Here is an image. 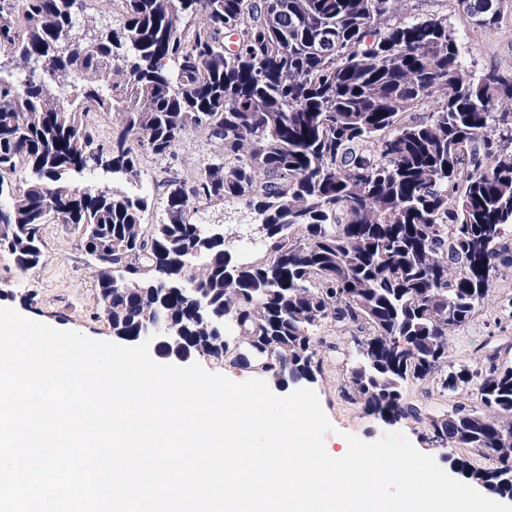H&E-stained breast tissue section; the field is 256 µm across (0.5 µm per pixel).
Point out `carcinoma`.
<instances>
[{
    "instance_id": "carcinoma-1",
    "label": "carcinoma",
    "mask_w": 512,
    "mask_h": 512,
    "mask_svg": "<svg viewBox=\"0 0 512 512\" xmlns=\"http://www.w3.org/2000/svg\"><path fill=\"white\" fill-rule=\"evenodd\" d=\"M98 28L85 0H0V248L28 270L46 225L82 224L99 315L134 334L162 305L192 352L239 367L178 292L271 350L275 378L320 372L312 330L330 323L358 363L341 392L389 422L427 423L440 448H489L495 467L448 456L512 498V367L448 363V340L485 306L512 256V71L477 77L443 14L410 0H112ZM478 26L502 0H457ZM111 116L102 139L91 113ZM200 133L215 152L164 182L143 224V157L174 160ZM30 176L5 181L18 163ZM234 200L258 217L266 258L237 263L193 219ZM470 386L481 407L433 415L408 379Z\"/></svg>"
}]
</instances>
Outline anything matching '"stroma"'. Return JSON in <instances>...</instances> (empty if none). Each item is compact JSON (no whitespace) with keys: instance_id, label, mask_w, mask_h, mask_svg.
<instances>
[{"instance_id":"35a3bbf8","label":"stroma","mask_w":512,"mask_h":512,"mask_svg":"<svg viewBox=\"0 0 512 512\" xmlns=\"http://www.w3.org/2000/svg\"><path fill=\"white\" fill-rule=\"evenodd\" d=\"M420 12L443 13L457 32L468 65L481 73L490 68L512 70V0H502L499 22L479 27L459 8L457 0H413ZM175 163L147 160L143 164L140 191L150 208L147 222H156L165 197L163 182L167 175L186 174L200 168L210 153L198 136L186 137L178 146ZM200 224L223 226L233 257L248 261L262 252L254 218L244 206L217 202L204 207L195 216ZM81 228L75 224H50L44 232V260L27 272H19L12 256L0 251V306L15 309L21 315L59 330L75 331L93 339L115 341L109 323L98 318L99 296L95 287L94 262L80 246ZM512 297V265H503L492 288V299L464 327L450 337L448 359L455 366L474 364L486 354L496 357L498 368L512 366V318L501 313L500 305ZM317 337V355L321 372L311 388L334 428L325 438L326 449L340 450L343 434L364 441L378 440L385 432L403 433L422 452L431 455L441 468L449 463L442 451L425 437L423 424L403 419L386 424L363 404L342 395L341 387L351 367L352 347L346 336L330 324L322 325ZM409 401L422 403L429 411L443 412L462 403L477 405L475 392L451 391L440 394L431 382L410 383L404 391Z\"/></svg>"}]
</instances>
